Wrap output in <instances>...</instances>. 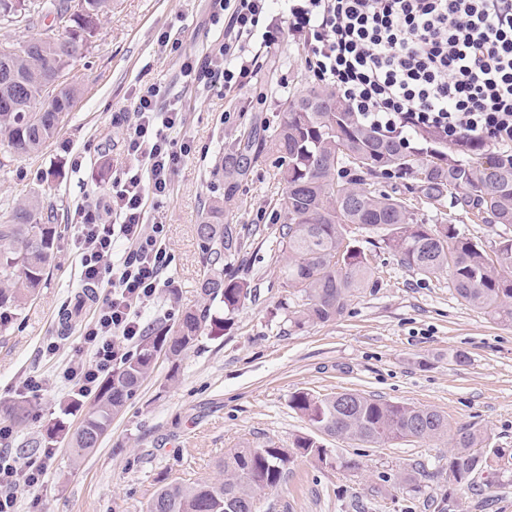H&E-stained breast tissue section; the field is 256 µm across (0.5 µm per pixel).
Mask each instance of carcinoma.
Masks as SVG:
<instances>
[{
	"mask_svg": "<svg viewBox=\"0 0 512 512\" xmlns=\"http://www.w3.org/2000/svg\"><path fill=\"white\" fill-rule=\"evenodd\" d=\"M112 0H0V25L26 32L12 42L16 53L0 58V149L13 158L39 154L67 121L79 93L72 79L47 85L60 71L82 57ZM279 159L286 191L277 201L285 216L277 244L284 259L283 275L300 289L301 309L288 314L289 326L329 322L340 315L349 295L374 275L373 254L353 237V229L379 237V243L402 265L424 276L448 271L458 299L493 319L512 325V236L485 246L462 235L453 224L409 223L411 199L375 187L378 173L415 171L417 194L424 204L449 198L453 206L487 224L512 227V154L495 155L483 147L464 150L454 159L433 148L418 156L395 140L363 126L336 92L311 87L285 103L284 118L273 129L252 128L240 134L220 163L224 197L232 200L237 177L245 175L262 153ZM203 274L198 281L209 306L187 311L176 325L161 327L139 343L123 365L105 377L80 425L66 429L57 422L47 436L61 435L79 456L99 447L126 402L151 375L158 355L177 360L204 331L220 333L251 297L250 283L224 274V261L245 248V236L220 223L211 213L197 225ZM59 237L58 225L45 213L39 197H25L0 211V308L19 309L42 287ZM291 407L329 436L363 443L387 444L410 438L448 435V417L353 392L315 395L298 391ZM12 421L29 416L27 401L4 408ZM487 437L478 430L458 434L448 456V472L465 484L479 469L505 470L497 450L476 461L475 449ZM293 447L320 464L336 460L335 449L308 436ZM292 455L273 443L235 448L224 454V479H181L157 488L145 512H257L260 492L285 478Z\"/></svg>",
	"mask_w": 512,
	"mask_h": 512,
	"instance_id": "obj_1",
	"label": "carcinoma"
}]
</instances>
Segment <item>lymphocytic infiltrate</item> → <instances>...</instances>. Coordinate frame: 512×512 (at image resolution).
Masks as SVG:
<instances>
[{
    "label": "lymphocytic infiltrate",
    "mask_w": 512,
    "mask_h": 512,
    "mask_svg": "<svg viewBox=\"0 0 512 512\" xmlns=\"http://www.w3.org/2000/svg\"><path fill=\"white\" fill-rule=\"evenodd\" d=\"M211 8L224 22L211 87L249 85L258 70L250 40L271 52L288 36L361 124L403 147L421 131L458 148L512 144V0H211ZM158 97L150 86L137 98L104 207L78 210L81 279L107 291L53 382L75 397L94 393L146 336L147 310L171 284L165 226L154 214L191 146L180 111ZM12 438L1 421L0 512H18L22 490L40 501L46 484L48 456L12 454Z\"/></svg>",
    "instance_id": "f902f5d3"
}]
</instances>
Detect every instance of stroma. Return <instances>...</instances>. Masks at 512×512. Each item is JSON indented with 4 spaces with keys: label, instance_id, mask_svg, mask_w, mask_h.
I'll use <instances>...</instances> for the list:
<instances>
[{
    "label": "stroma",
    "instance_id": "1",
    "mask_svg": "<svg viewBox=\"0 0 512 512\" xmlns=\"http://www.w3.org/2000/svg\"><path fill=\"white\" fill-rule=\"evenodd\" d=\"M209 0H114L72 72L81 94L43 155L16 160L0 154V204L47 190L61 234L47 281L22 309L0 321V396H11L29 375L53 379L72 357L82 319V293L73 224L78 206L103 204L112 172L124 160L122 143L140 88L161 87L167 104L183 113L182 135L193 154L174 179L159 216L167 226L173 296L163 297L152 325H174L199 310L202 271L196 226L223 192L216 164L254 124L276 127L285 100L315 79L302 44L284 41L262 58L253 84L235 92L204 90L185 80L181 62L162 54L159 31H182L187 54L207 58L219 26ZM286 190L268 155L243 176L223 222L250 234L245 265L236 269L255 289L219 335L202 334L178 366L159 359L152 375L112 421L95 452L73 461L63 438L51 444L50 479L42 512H144L161 480L222 479L226 451L247 444L289 446L315 428L294 412V392L356 391L446 415L452 432H487L491 447L512 457V326L458 300L447 274L423 279L379 250L376 286L358 289L343 313L326 323L289 327L287 309L300 295L286 287L276 237L284 215L276 201ZM417 224H453L461 234L491 244L500 227L472 220L448 205H416ZM512 236V227L505 230ZM56 340L55 357L43 355ZM463 352L466 363L453 360ZM64 391L31 400L26 426L12 444L46 434L56 421L80 424L84 409H64ZM339 460L321 465L295 457L281 484L263 494L261 512H435L448 497L454 512H512V470L476 474L457 484L448 472L451 438L366 444L323 436Z\"/></svg>",
    "mask_w": 512,
    "mask_h": 512
}]
</instances>
